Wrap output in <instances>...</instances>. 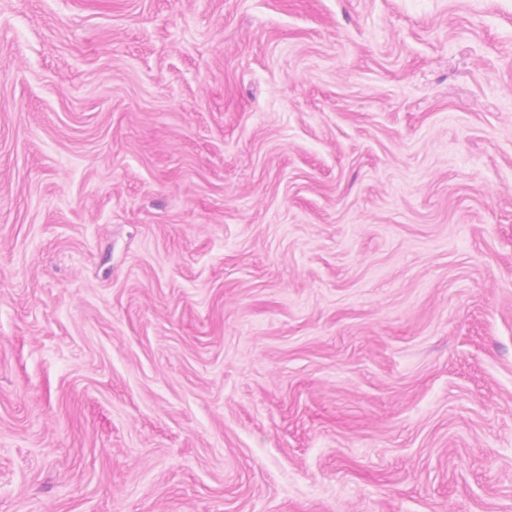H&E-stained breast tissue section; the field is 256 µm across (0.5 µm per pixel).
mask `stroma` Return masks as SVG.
<instances>
[{
    "instance_id": "35a3bbf8",
    "label": "stroma",
    "mask_w": 512,
    "mask_h": 512,
    "mask_svg": "<svg viewBox=\"0 0 512 512\" xmlns=\"http://www.w3.org/2000/svg\"><path fill=\"white\" fill-rule=\"evenodd\" d=\"M0 512H512V0H0Z\"/></svg>"
}]
</instances>
